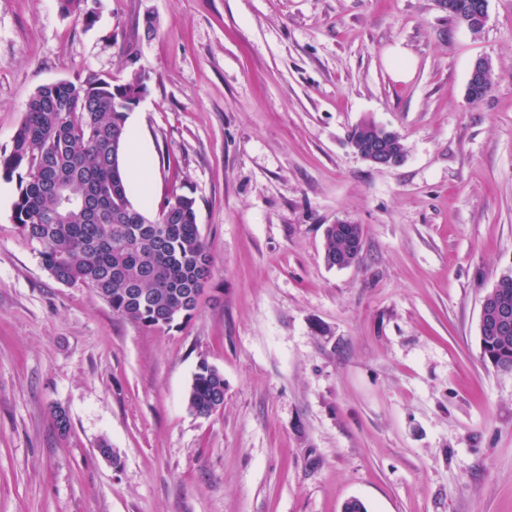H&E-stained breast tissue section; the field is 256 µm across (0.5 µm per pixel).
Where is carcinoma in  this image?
I'll list each match as a JSON object with an SVG mask.
<instances>
[{"mask_svg": "<svg viewBox=\"0 0 512 512\" xmlns=\"http://www.w3.org/2000/svg\"><path fill=\"white\" fill-rule=\"evenodd\" d=\"M61 13H96L88 0H58ZM149 76L135 70L116 81L101 74L40 86L27 102L9 152L0 153V173L17 178L13 217L20 233L38 245L40 263L56 281L87 286L117 315L149 329L171 327L198 306L197 288L214 259L197 224L195 199L173 193L151 213L136 207L121 165L126 123ZM359 224L325 229L326 264L336 257L362 258ZM512 308V273L488 295ZM483 361L512 372V328H479ZM197 417L224 406V375L198 362L187 399Z\"/></svg>", "mask_w": 512, "mask_h": 512, "instance_id": "1", "label": "carcinoma"}]
</instances>
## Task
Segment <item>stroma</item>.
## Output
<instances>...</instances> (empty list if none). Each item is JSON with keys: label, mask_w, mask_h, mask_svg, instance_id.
<instances>
[{"label": "stroma", "mask_w": 512, "mask_h": 512, "mask_svg": "<svg viewBox=\"0 0 512 512\" xmlns=\"http://www.w3.org/2000/svg\"><path fill=\"white\" fill-rule=\"evenodd\" d=\"M95 8L88 28L0 0V151L40 86L145 72L132 201L195 198L215 270L191 318L140 327L50 278L0 176V512H512V372L479 337L512 271V0L476 34L437 0ZM479 57L494 83L474 102ZM367 118L401 165L354 154ZM330 224L362 226L359 263L325 264ZM203 359L224 375L207 418L187 408ZM491 65L488 59L486 58H477L470 69L469 79L467 83V96L471 99L470 94L473 87L476 85V82H482L486 74H488V78L486 79V91L482 93H476V96L481 100L483 97L487 95L492 86L493 73L490 70ZM490 70V71H489ZM472 100V99H471Z\"/></svg>", "instance_id": "1"}]
</instances>
